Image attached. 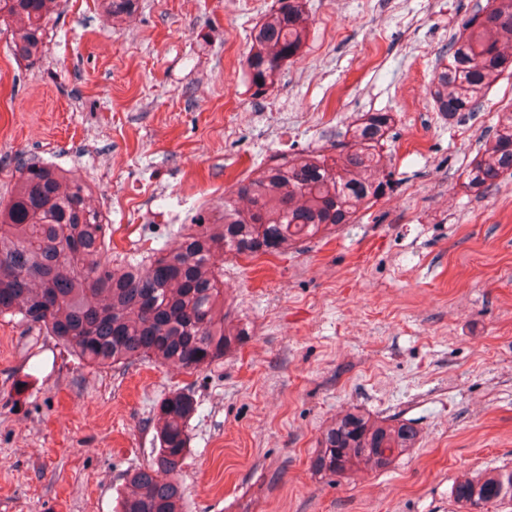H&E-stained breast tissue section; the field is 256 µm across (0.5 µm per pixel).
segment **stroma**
<instances>
[{
    "label": "stroma",
    "mask_w": 512,
    "mask_h": 512,
    "mask_svg": "<svg viewBox=\"0 0 512 512\" xmlns=\"http://www.w3.org/2000/svg\"><path fill=\"white\" fill-rule=\"evenodd\" d=\"M485 2L304 0L306 42L263 90L245 57L275 0H139L116 22L60 0L29 61L0 34V201L26 160L71 171L113 263L174 247L269 157L330 149L365 112L393 117L379 174L394 181L357 223L223 256L227 324L247 335L203 370L91 366L0 317V512H114L177 389L197 402L184 512H457L459 477L512 467V178L466 180L512 76L455 118L431 97ZM350 408L414 420L416 447L377 473L315 475L322 430Z\"/></svg>",
    "instance_id": "stroma-1"
}]
</instances>
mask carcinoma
I'll list each match as a JSON object with an SVG mask.
<instances>
[{
  "label": "carcinoma",
  "mask_w": 512,
  "mask_h": 512,
  "mask_svg": "<svg viewBox=\"0 0 512 512\" xmlns=\"http://www.w3.org/2000/svg\"><path fill=\"white\" fill-rule=\"evenodd\" d=\"M114 20L132 14L138 0H103ZM58 0H0V32L15 54L42 52L46 26ZM309 29L304 0H276L255 29L245 65L252 84H274L281 67L300 52ZM512 43V0H487L453 38L448 58L434 72L435 105L452 118L476 108L481 94L512 60L498 51ZM392 116L366 112L335 156L311 150L272 159L262 176L237 183L224 197V222L200 225L174 249L147 263L115 267L103 214L92 191L49 164L18 167L16 192L0 203V315L19 317L43 330L90 365L155 360L197 372L224 358L243 328L225 325L224 268L215 253L277 254L291 242L353 224L359 210L393 188L377 181ZM512 175V112L482 157L466 171L467 185L485 191ZM193 396L170 393L157 407L153 461L129 474L117 512H182L185 489L179 471L190 451L188 422ZM420 431L410 420L373 419L348 411L322 430L311 469L342 477L361 467L382 470L415 447ZM463 512L488 504L512 512V468L465 477L452 491Z\"/></svg>",
  "instance_id": "carcinoma-1"
}]
</instances>
